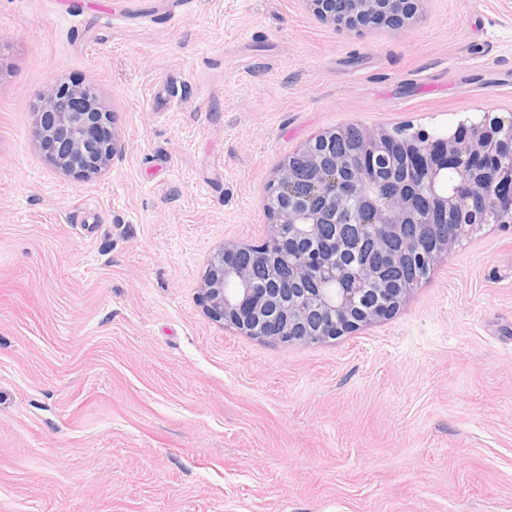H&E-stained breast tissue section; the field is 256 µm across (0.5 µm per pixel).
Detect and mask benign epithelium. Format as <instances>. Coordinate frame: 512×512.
Returning a JSON list of instances; mask_svg holds the SVG:
<instances>
[{
  "instance_id": "obj_1",
  "label": "benign epithelium",
  "mask_w": 512,
  "mask_h": 512,
  "mask_svg": "<svg viewBox=\"0 0 512 512\" xmlns=\"http://www.w3.org/2000/svg\"><path fill=\"white\" fill-rule=\"evenodd\" d=\"M324 22L342 32L359 33L369 28L403 26L414 20L423 0H344L336 11V0H306ZM34 137L48 145L47 158L59 172L88 180L106 171L120 157L122 145L114 129L113 114L89 85L54 83L34 106ZM343 129L325 131L305 143L274 171L266 185V222L259 241L227 242L210 261L201 284L208 315L242 336L282 345H311L351 334L392 316L413 287L390 288L379 279L376 267L366 261L353 265L342 260L360 250L361 244L345 236L319 242L325 224H336V184L347 181L356 187L347 194L348 203L365 220L358 235L373 249L386 246L400 236L405 224L421 221L422 209L411 194L413 185L399 182L391 187L372 180L348 161L338 159L326 146ZM512 120L501 125L474 124L463 144L453 137L441 139L444 162L433 160V141L409 137L402 143L405 153L415 157L425 170L424 180L432 193L430 209L454 222L468 218L472 224H498L512 228V194L500 196V186L512 187ZM394 137L384 128L365 129L362 148L380 165L395 167ZM471 165L460 169L461 184L449 193L442 189L444 169L462 157ZM495 157L498 164L487 172L482 184L478 163ZM300 158L309 168V196L299 192L293 160ZM461 225L429 243L427 261L435 263L467 233ZM317 243L316 252L302 254L288 244ZM266 271L261 288L255 268ZM378 282L365 288L366 282ZM297 287L289 288L287 284Z\"/></svg>"
}]
</instances>
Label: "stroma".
Masks as SVG:
<instances>
[{
  "mask_svg": "<svg viewBox=\"0 0 512 512\" xmlns=\"http://www.w3.org/2000/svg\"><path fill=\"white\" fill-rule=\"evenodd\" d=\"M63 81L123 145L89 181L34 141ZM486 115L512 117V0L363 33L305 0H0V512H512V231L324 343L198 300L316 133Z\"/></svg>",
  "mask_w": 512,
  "mask_h": 512,
  "instance_id": "1",
  "label": "stroma"
}]
</instances>
